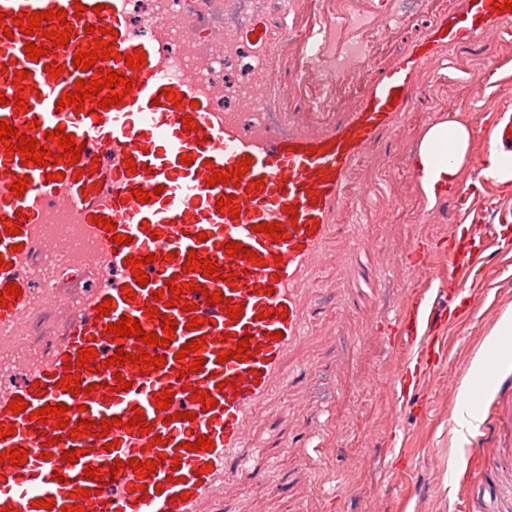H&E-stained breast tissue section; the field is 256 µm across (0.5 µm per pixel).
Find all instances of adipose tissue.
I'll return each mask as SVG.
<instances>
[{
	"label": "adipose tissue",
	"instance_id": "adipose-tissue-1",
	"mask_svg": "<svg viewBox=\"0 0 512 512\" xmlns=\"http://www.w3.org/2000/svg\"><path fill=\"white\" fill-rule=\"evenodd\" d=\"M469 156L470 134L465 125L457 121H439L429 126L414 158L415 167L425 173L421 182L425 193L433 197L438 190L454 184ZM508 358H512V311L504 314L498 329L488 338L464 379V403L457 420L461 432L472 431L478 419L472 402L481 388L482 370Z\"/></svg>",
	"mask_w": 512,
	"mask_h": 512
}]
</instances>
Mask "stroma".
Here are the masks:
<instances>
[{
    "label": "stroma",
    "instance_id": "35a3bbf8",
    "mask_svg": "<svg viewBox=\"0 0 512 512\" xmlns=\"http://www.w3.org/2000/svg\"><path fill=\"white\" fill-rule=\"evenodd\" d=\"M450 0H366L365 11L376 25L361 31L351 20L354 0H309L313 13L333 9L342 33L337 50L350 40L365 44L368 66L406 45L411 29L429 20ZM401 22H384L387 11ZM427 99L395 134L389 151L364 160L349 191V212L364 209L367 221L357 241L355 265L360 274L348 283L352 290L345 306L325 288L319 300L325 315L314 355L322 371L302 394L281 392L277 407L289 411L301 428L311 414L324 410L328 419L318 443L324 457L317 483H333L335 499H322L316 512H463L472 500L483 501L487 512H512V503L500 502L492 475L504 458L503 445L512 433L485 429L458 436L451 422L459 403L448 395L449 381H462L484 340L506 310L512 309V229L505 238L488 241V263L477 273L480 313L459 326L446 328L443 364L430 377L426 407L405 415L385 377L387 371L382 320L393 305L421 277L406 267L374 281L377 268L392 264L399 254L419 245L434 250L452 224L466 223L453 196L442 195L429 206L418 181L407 168L427 128L437 121L454 120L471 135V154L458 181L471 187L472 206L485 223L495 225L500 213L512 209V189L480 178L483 160L494 141L493 121L500 110L512 113V32L492 34L450 52L443 66L421 76ZM446 256L436 254L428 271L439 277ZM380 374L377 387L366 388L365 377ZM298 459L285 455L273 464L245 474L241 495L245 512L262 502L267 512H282L280 485L296 470Z\"/></svg>",
    "mask_w": 512,
    "mask_h": 512
}]
</instances>
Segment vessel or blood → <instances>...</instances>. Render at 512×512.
<instances>
[{
    "label": "vessel or blood",
    "instance_id": "vessel-or-blood-1",
    "mask_svg": "<svg viewBox=\"0 0 512 512\" xmlns=\"http://www.w3.org/2000/svg\"><path fill=\"white\" fill-rule=\"evenodd\" d=\"M72 2L0 0L2 13L62 9L73 25L63 47L36 34L0 32V94L13 98L16 72L30 73L24 81L27 111L18 114L0 105V119L31 139L63 129L82 147L76 166L34 167L8 156L0 142V291L10 282L21 289L20 297L0 307V451L27 452L24 463H0V507L40 512L33 502L47 498L54 502L50 512H61L68 503L83 512H241L235 490L257 460L272 462L293 453L304 471L316 451L313 438L284 436L288 415L272 406L281 391L318 372L317 361L304 352L316 337L326 267L335 262L347 272L353 267V254L337 257L336 244L359 233L358 225L341 221L355 170L388 148L417 110L425 97L420 75L450 49L511 30L512 11H500L495 0H455L451 11L424 25L403 52L373 71L351 106L337 111L331 100L336 62L313 51L314 45H327L330 20L302 14L296 0H280L275 24L261 7L241 12L239 0H151V10L137 22L134 0H80L78 15ZM88 24L115 29L116 55L99 67L131 79L132 90L121 105L104 109L87 100L77 112L58 107L57 101L73 91L76 80L95 75L72 64L75 53L94 44L84 31ZM30 41L45 42L48 54L27 60L24 47ZM138 48L146 52V62L129 68L125 58ZM243 51L250 58L251 79L226 84L220 69ZM51 65L62 67L59 77L49 76ZM301 88L305 96L283 107L287 92ZM168 91L180 96V106L165 99ZM187 117L195 120L196 130H184ZM244 157L251 164L238 185L210 184L213 171L238 167ZM129 159L136 172H128ZM59 171L63 180H53ZM23 177L28 184L19 198L11 185ZM257 181L262 189H254ZM137 187L149 191L148 201H137ZM230 196L240 207L235 217L217 209L218 198ZM290 206L295 214H287ZM95 215L113 221L115 230L93 225ZM262 222L290 225V238L273 239L259 230ZM13 223L18 233L7 232ZM116 233L125 235L126 243L113 244ZM487 234L474 223L462 231L450 229L442 241L448 256L444 277L459 284L445 308L413 291L388 319L397 335L388 341V352L401 346L411 350L417 343L424 347L390 367L403 405L424 391L440 365L430 349L436 325L462 323L478 303L474 289L463 282L484 261ZM229 241L263 258L264 266L228 255ZM192 250L198 259L216 263L218 272L206 278L198 269L184 271ZM131 256L142 258L147 285H139L125 266ZM228 273L234 274L233 283H226ZM176 274L192 284L183 299L194 303L196 312L163 306L159 317L148 318L145 304ZM126 287L133 300H124ZM218 291L242 305L240 319L207 302V294ZM106 298L112 304L103 316L97 306ZM125 314L148 333L161 332V315L175 320L169 346L149 351L165 358L163 367L145 374L111 364L116 351L134 353L138 343L133 336L116 342L103 334ZM194 316L203 323L191 330L187 324ZM247 336L254 344L245 360L218 362L219 351L237 350ZM198 338L202 349L178 358L182 346ZM90 347L97 355L79 369L82 393L56 388L68 356ZM200 356L202 368L191 372V361ZM122 380L129 389H119ZM483 380L487 388L505 390L509 402L498 417L512 428V387H505L492 368ZM34 384L39 393L31 392ZM88 385L93 393H85ZM165 389L172 403L163 411L153 399ZM199 390L216 399L215 408L203 409L193 400ZM18 398L28 408L16 414L11 405ZM58 403L66 404L65 417L73 423L117 417L122 424L102 438H73L55 427L54 416L42 423L31 418V411ZM138 408L152 425L150 433L124 427ZM48 436L56 443L47 449ZM202 436L213 441V450H186V443ZM73 448L75 462L63 463V452ZM133 458L156 461L155 471L138 478L128 465ZM88 466L96 468L97 477L85 478ZM80 487L85 493L79 497Z\"/></svg>",
    "mask_w": 512,
    "mask_h": 512
}]
</instances>
